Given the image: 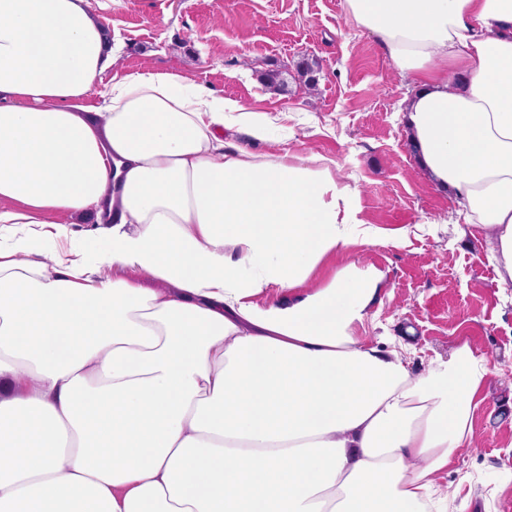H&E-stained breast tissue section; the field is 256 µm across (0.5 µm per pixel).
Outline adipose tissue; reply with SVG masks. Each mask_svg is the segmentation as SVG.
Returning a JSON list of instances; mask_svg holds the SVG:
<instances>
[{
	"instance_id": "adipose-tissue-1",
	"label": "adipose tissue",
	"mask_w": 512,
	"mask_h": 512,
	"mask_svg": "<svg viewBox=\"0 0 512 512\" xmlns=\"http://www.w3.org/2000/svg\"><path fill=\"white\" fill-rule=\"evenodd\" d=\"M346 3L511 284L512 0ZM113 63L88 0H0V512H436L487 360L464 344L417 374L359 336L377 268L305 288L375 242L356 189L226 141L263 138L261 116L172 74L90 103ZM47 211L111 212L107 244L40 262L67 234ZM273 286L287 298L260 302Z\"/></svg>"
}]
</instances>
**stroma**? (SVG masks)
Returning a JSON list of instances; mask_svg holds the SVG:
<instances>
[{"mask_svg": "<svg viewBox=\"0 0 512 512\" xmlns=\"http://www.w3.org/2000/svg\"><path fill=\"white\" fill-rule=\"evenodd\" d=\"M112 37L114 74L171 73L264 114L265 139L225 140L260 155L316 156L359 190L378 231L359 259L384 274L365 336H392L414 372L469 343L490 372L457 466L436 474L448 512H512V293L484 241L454 232L457 202L411 147L408 81L345 0H89ZM314 61L315 85L296 65ZM279 72L286 91L267 87Z\"/></svg>", "mask_w": 512, "mask_h": 512, "instance_id": "35a3bbf8", "label": "stroma"}]
</instances>
